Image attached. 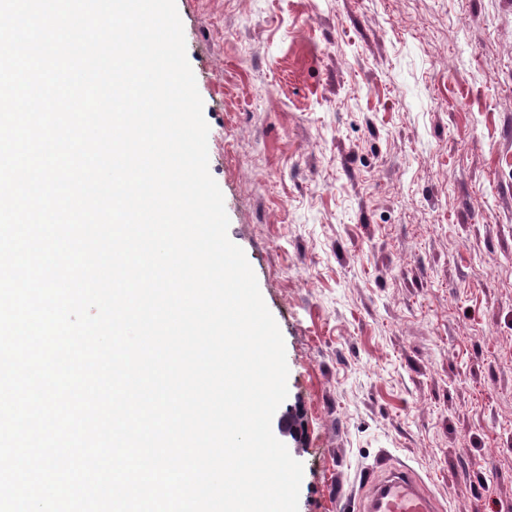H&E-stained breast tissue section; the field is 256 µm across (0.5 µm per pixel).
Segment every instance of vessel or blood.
Returning <instances> with one entry per match:
<instances>
[{"label": "vessel or blood", "instance_id": "vessel-or-blood-1", "mask_svg": "<svg viewBox=\"0 0 512 512\" xmlns=\"http://www.w3.org/2000/svg\"><path fill=\"white\" fill-rule=\"evenodd\" d=\"M359 512H438L436 500L408 470H385L360 501Z\"/></svg>", "mask_w": 512, "mask_h": 512}]
</instances>
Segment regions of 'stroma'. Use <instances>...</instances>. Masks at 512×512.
Listing matches in <instances>:
<instances>
[{
  "label": "stroma",
  "instance_id": "35a3bbf8",
  "mask_svg": "<svg viewBox=\"0 0 512 512\" xmlns=\"http://www.w3.org/2000/svg\"><path fill=\"white\" fill-rule=\"evenodd\" d=\"M176 7L285 342L299 512H349L383 463L512 512V0Z\"/></svg>",
  "mask_w": 512,
  "mask_h": 512
}]
</instances>
